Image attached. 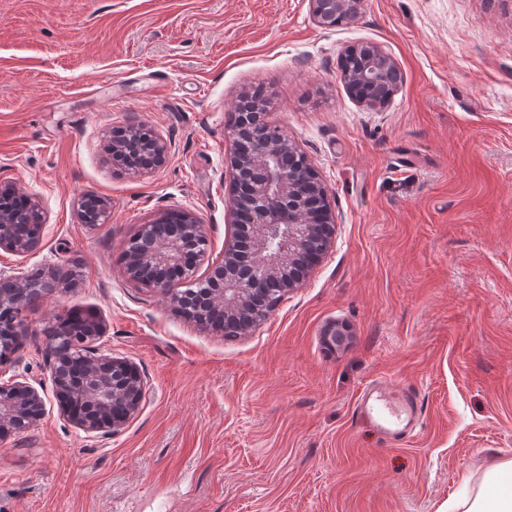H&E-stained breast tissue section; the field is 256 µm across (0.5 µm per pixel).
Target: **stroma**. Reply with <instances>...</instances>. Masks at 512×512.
Wrapping results in <instances>:
<instances>
[{"label": "stroma", "mask_w": 512, "mask_h": 512, "mask_svg": "<svg viewBox=\"0 0 512 512\" xmlns=\"http://www.w3.org/2000/svg\"><path fill=\"white\" fill-rule=\"evenodd\" d=\"M382 46L402 81L354 100L339 62ZM308 156L336 215L321 262L245 336L207 332L127 279L140 225L187 209L211 256L230 234L225 133L242 93ZM143 122L165 167H112V132ZM0 183L47 213L40 248L0 271L77 267L25 313L0 381L45 414L0 436V512H440L461 472L512 458V0H363L313 22L309 0H0ZM85 194L107 223L77 216ZM97 318L96 350L135 362L148 396L114 435L63 414L44 329ZM347 340L328 347L331 325ZM389 379L420 400L383 446L355 402ZM77 214L81 223L89 227L106 223L109 202L96 195H83L77 202Z\"/></svg>", "instance_id": "1"}]
</instances>
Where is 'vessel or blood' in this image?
<instances>
[{
  "label": "vessel or blood",
  "instance_id": "1",
  "mask_svg": "<svg viewBox=\"0 0 512 512\" xmlns=\"http://www.w3.org/2000/svg\"><path fill=\"white\" fill-rule=\"evenodd\" d=\"M354 411L359 420L398 445L413 436L420 416L411 391L393 389L391 384L383 381L373 382L362 391Z\"/></svg>",
  "mask_w": 512,
  "mask_h": 512
}]
</instances>
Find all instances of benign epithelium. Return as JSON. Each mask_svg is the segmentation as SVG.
<instances>
[{"instance_id": "7a95c632", "label": "benign epithelium", "mask_w": 512, "mask_h": 512, "mask_svg": "<svg viewBox=\"0 0 512 512\" xmlns=\"http://www.w3.org/2000/svg\"><path fill=\"white\" fill-rule=\"evenodd\" d=\"M314 23L336 27L352 21L362 0H309ZM364 61L356 71H341L352 97L369 106L384 105L401 78L392 56L377 44L359 46ZM233 143L227 159L232 176L231 239L224 258L210 259L206 225L190 210H167L140 226L135 244H126L124 271L138 284L168 295L186 319L205 330L246 335L276 302L297 288L330 247L335 217L326 185L299 147L267 126L266 113L241 112L226 128ZM113 137L112 165L141 174L167 164L169 146L150 127L134 123ZM81 223L107 221L109 202L84 195L77 202ZM46 213L30 194L0 184V249L23 256L43 240ZM77 271L58 268L0 273V364L10 360L24 335V312L36 300L62 291ZM92 319L74 323L62 312L44 329L55 395L67 418L85 432L116 434L147 397L145 381L124 357L86 354V342L102 335ZM38 390L27 382H0V434H18L44 415Z\"/></svg>"}]
</instances>
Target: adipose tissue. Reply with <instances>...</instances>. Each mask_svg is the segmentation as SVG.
<instances>
[{
    "label": "adipose tissue",
    "mask_w": 512,
    "mask_h": 512,
    "mask_svg": "<svg viewBox=\"0 0 512 512\" xmlns=\"http://www.w3.org/2000/svg\"><path fill=\"white\" fill-rule=\"evenodd\" d=\"M459 483L448 512H512V459L486 469L478 482L471 473H461Z\"/></svg>",
    "instance_id": "ef3b65f1"
}]
</instances>
